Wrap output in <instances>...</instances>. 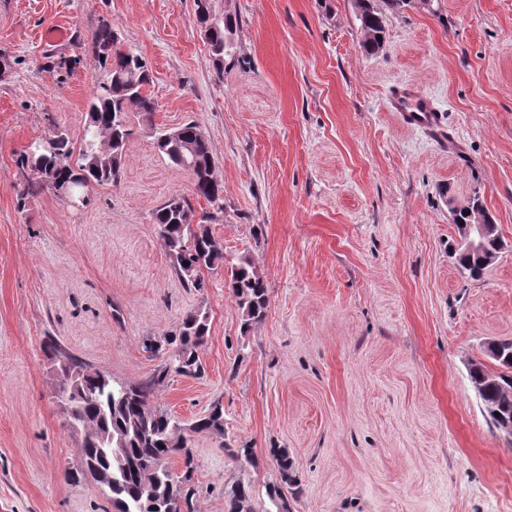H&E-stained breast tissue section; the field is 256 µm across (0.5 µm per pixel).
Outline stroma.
<instances>
[{
    "mask_svg": "<svg viewBox=\"0 0 512 512\" xmlns=\"http://www.w3.org/2000/svg\"><path fill=\"white\" fill-rule=\"evenodd\" d=\"M240 20L242 57L216 68L193 0H0V512H114L81 467L57 339L116 382L154 381L142 342L207 313L201 375L154 382L153 404L191 425L214 405L223 434H196L195 512L251 489L274 512L269 451L287 449L291 512H512V442L469 375L512 338V0H376L386 42L363 53L355 0H213ZM108 21L140 54L159 107L133 120L123 176L74 208L20 199L18 158L60 127L80 141ZM65 41L49 45L48 29ZM79 57L75 68L60 57ZM411 84L446 138L404 123L388 96ZM192 122L210 143L224 208L209 231L267 286L242 328L226 267L203 288L170 264L152 214L191 197L154 133ZM480 196L503 247L479 279L457 269L452 205ZM250 449L254 464L235 453Z\"/></svg>",
    "mask_w": 512,
    "mask_h": 512,
    "instance_id": "1",
    "label": "stroma"
}]
</instances>
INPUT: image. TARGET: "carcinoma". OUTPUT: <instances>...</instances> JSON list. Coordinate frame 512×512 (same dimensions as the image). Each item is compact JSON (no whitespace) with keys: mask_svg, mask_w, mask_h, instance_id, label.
I'll list each match as a JSON object with an SVG mask.
<instances>
[{"mask_svg":"<svg viewBox=\"0 0 512 512\" xmlns=\"http://www.w3.org/2000/svg\"><path fill=\"white\" fill-rule=\"evenodd\" d=\"M194 6L196 20L207 29V41L221 69L225 58H235L234 35L239 18L230 12L217 16L212 0H194ZM356 9L361 23V47L366 54L374 55L385 44V21L374 0H356ZM93 40L99 74L94 79L88 104L92 122L85 128L78 146L68 133L58 128L52 134V149L39 143L20 155L19 165L30 171L19 194L21 200L44 190L53 192L58 185L66 183L79 189L88 185H118L125 146L132 135L130 115L137 113L147 120L158 110L157 100L146 91L152 77L144 58L122 51L111 24L104 20L96 27ZM133 70L140 72L134 85L126 80V75ZM104 133L110 138L111 153L107 160L100 161L95 155ZM184 142L193 147V154L187 159L182 158ZM155 147L174 166L191 174L195 197L205 199L218 210L223 209L224 185L214 174L210 144L196 124H183L176 137L168 136L166 131L157 134ZM475 213L482 216L484 223H493L477 195L468 211L454 214V221L457 224L467 222ZM187 215L194 216L196 212L191 201L183 196L169 198L153 213V223L167 232L165 244L175 273L186 285L200 289L204 287L201 276L187 277V267L200 271L219 264L228 265L227 288L242 312V327L249 328L264 317L267 309V287L263 278L246 256L226 261L224 253L214 246L208 229H203L201 236L191 238L185 225ZM457 256L461 274L471 279L480 277L484 267L478 254L461 247ZM185 261L189 265H183ZM208 332L207 314L193 312L182 319L178 331L159 337L162 350L171 354L178 366L162 364L157 369L156 380L160 382L171 373L200 375L203 370L200 352ZM497 344L500 354L495 362L504 368L503 372L492 376L480 362L471 364L469 370L471 379H483L479 397L485 408H500L508 389H512V339H501ZM48 350L68 362L62 373L69 383L77 386L79 398L70 406L69 426L80 429L83 435V471L90 475L97 469L112 472L107 497L115 512H194V454L183 448L182 436L176 430L177 421L152 406V383H114L100 371H89L57 343L48 344ZM222 419V407L216 405L195 421V432L221 433ZM273 456L280 483L268 488V496L277 512H290L284 488L294 483L290 474L292 464L284 450H273ZM174 458L181 460L178 471L171 466ZM249 498V487L238 485L226 501V512H252Z\"/></svg>","mask_w":512,"mask_h":512,"instance_id":"cac0c4a2","label":"carcinoma"}]
</instances>
